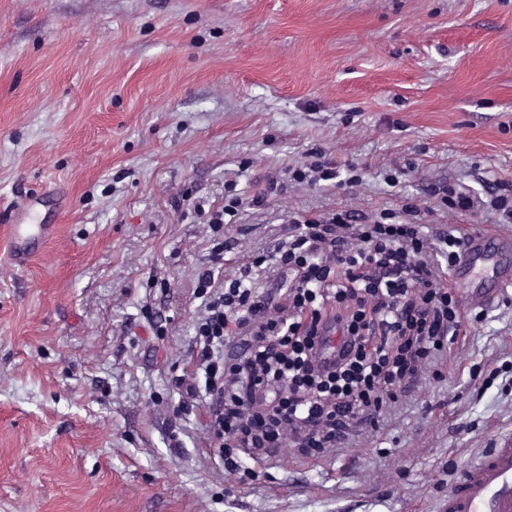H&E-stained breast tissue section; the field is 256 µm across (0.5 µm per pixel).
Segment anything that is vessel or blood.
Masks as SVG:
<instances>
[{
	"label": "vessel or blood",
	"mask_w": 512,
	"mask_h": 512,
	"mask_svg": "<svg viewBox=\"0 0 512 512\" xmlns=\"http://www.w3.org/2000/svg\"><path fill=\"white\" fill-rule=\"evenodd\" d=\"M34 199L25 197L11 205L8 214L9 260L26 265L56 238L58 227L34 220ZM512 250V236L477 231L462 252L461 269L469 272L498 253ZM512 285V277L501 274L485 286L474 288L471 304L483 306ZM445 512H512V440L479 455L456 478L448 493Z\"/></svg>",
	"instance_id": "1"
}]
</instances>
